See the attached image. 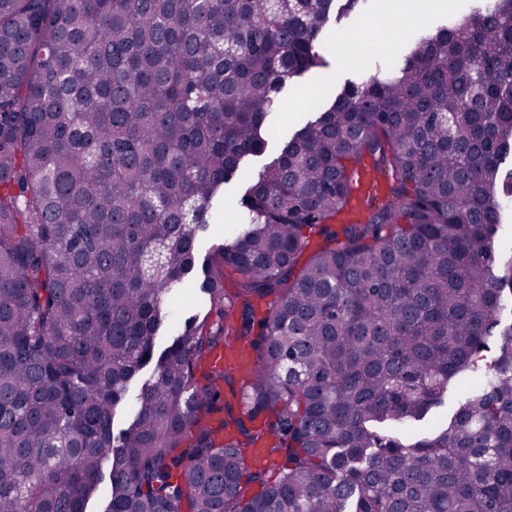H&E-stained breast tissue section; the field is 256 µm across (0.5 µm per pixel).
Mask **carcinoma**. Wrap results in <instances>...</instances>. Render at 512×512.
I'll use <instances>...</instances> for the list:
<instances>
[{
	"label": "carcinoma",
	"mask_w": 512,
	"mask_h": 512,
	"mask_svg": "<svg viewBox=\"0 0 512 512\" xmlns=\"http://www.w3.org/2000/svg\"><path fill=\"white\" fill-rule=\"evenodd\" d=\"M336 2L0 0V512H85L106 470L105 512H512V0L297 129L203 265L212 321L154 356L213 202L364 0ZM156 361H151L147 366L140 370L133 378L128 393V405L119 408L114 420V432L117 433L120 429L124 428L132 417L131 404L135 401V396L138 394L141 386L151 378L154 365Z\"/></svg>",
	"instance_id": "1"
}]
</instances>
